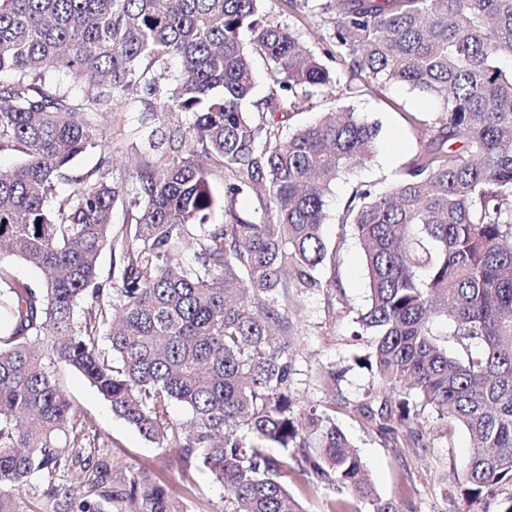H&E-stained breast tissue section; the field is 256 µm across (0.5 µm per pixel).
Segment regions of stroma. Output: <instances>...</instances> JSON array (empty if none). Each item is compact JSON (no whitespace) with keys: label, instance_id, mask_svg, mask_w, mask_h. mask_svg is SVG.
Instances as JSON below:
<instances>
[{"label":"stroma","instance_id":"1","mask_svg":"<svg viewBox=\"0 0 512 512\" xmlns=\"http://www.w3.org/2000/svg\"><path fill=\"white\" fill-rule=\"evenodd\" d=\"M264 12L277 22L303 33L309 47L322 53L331 28L329 18H308L289 9L286 0H262ZM356 112L381 127L377 150L370 162L337 181L327 203L324 236L336 247V267L321 272L325 285L302 291L293 298L288 336L294 356L292 397L296 409L329 404L333 397L355 403L373 383L370 371L360 364L370 351L369 339L355 340V320L369 303L367 277L360 246L350 227L337 221V213L349 194L352 182L367 181L387 188L396 173L418 151L417 138L401 117L402 112H420L433 119L434 101L406 85L387 86L357 98ZM144 106L139 92L117 96L102 124L111 153L110 172L116 180L128 178L131 170L128 131L136 126ZM336 280L340 289L329 288ZM344 303H337V293ZM341 378L331 384L328 371ZM57 382L72 403L74 417L68 433L78 436L91 463L109 466L103 480L112 485L130 477L169 485L178 492L188 512H225L223 488L201 469L186 468L176 449L160 448L113 415L109 403L77 371L62 368ZM336 422L356 446L382 500L398 512H465L455 488L470 453L466 430L446 425L432 413L415 422L421 435L418 443L394 444L366 426L356 414L337 410ZM280 480L305 512H332L335 492L316 486L292 467L282 469Z\"/></svg>","mask_w":512,"mask_h":512}]
</instances>
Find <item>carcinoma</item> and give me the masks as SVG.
<instances>
[{"label":"carcinoma","mask_w":512,"mask_h":512,"mask_svg":"<svg viewBox=\"0 0 512 512\" xmlns=\"http://www.w3.org/2000/svg\"><path fill=\"white\" fill-rule=\"evenodd\" d=\"M260 2L0 0V151L22 155L0 171V247L41 276L0 263V512H28L23 488L38 479L65 512H112L119 496L129 512H186L160 485L132 478L111 492L75 471L78 440L60 445L73 415L62 367L148 441L206 468L228 512H303L279 480L291 462L340 494L337 512L355 500L395 512L336 425V403L295 412L284 341L292 290L324 287L319 273L336 266L322 234L327 197L380 134L351 106L312 126L289 121L316 96L392 84L438 107L432 123L403 113L418 153L388 189L356 184L339 214L368 276L353 336L374 337L362 365L376 388L351 411L395 443L402 427L419 436L421 409L462 426L473 451L456 484L469 504L512 483V0H288L333 16L334 72ZM254 53L273 82L256 102ZM59 75L91 91L74 97ZM140 83L160 98L134 130L148 134L131 144V179L110 178L104 157L58 194L71 162L105 147L100 115ZM159 112L166 127L149 129ZM241 196L253 215L238 211ZM118 205L125 220L112 236ZM218 209L224 223L213 224ZM106 247L109 288L98 273ZM436 319L453 327L455 353L436 342ZM173 403L189 411L178 425Z\"/></svg>","instance_id":"1"}]
</instances>
